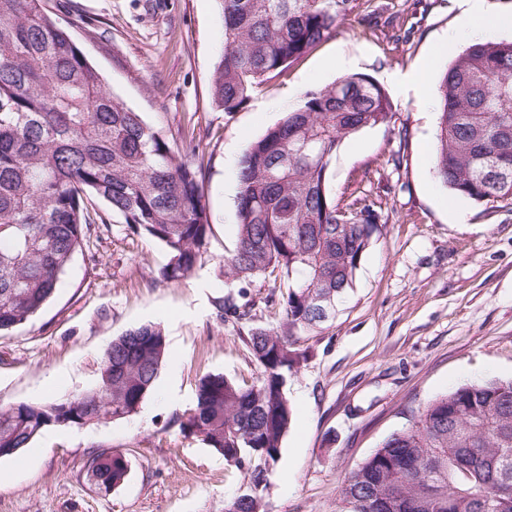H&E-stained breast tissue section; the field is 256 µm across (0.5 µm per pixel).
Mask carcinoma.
<instances>
[{"instance_id":"obj_1","label":"carcinoma","mask_w":512,"mask_h":512,"mask_svg":"<svg viewBox=\"0 0 512 512\" xmlns=\"http://www.w3.org/2000/svg\"><path fill=\"white\" fill-rule=\"evenodd\" d=\"M357 0H219L224 52L213 105L234 112L300 62L352 15ZM435 174L455 195L512 208V40H477L443 74ZM393 118L385 90L354 74L305 93L300 105L246 147L237 174L236 246L225 285L266 275L283 283L285 321L250 330L258 382L208 373L183 433L242 467L273 461L295 415L286 384L304 354L300 335L325 320L316 300L353 287L380 215L365 198L332 197L330 166L349 136ZM136 235L160 242L165 280L188 278L207 252L211 224L201 166L114 96L45 0H0V335L53 297L74 255L107 221L95 200ZM225 322L243 316L229 292L212 300ZM168 344L143 324L112 339L89 390L61 402L0 408V458L52 424L124 419L154 388ZM128 458L89 452L86 475L120 487ZM266 470L228 512H263ZM346 512H512V380L457 387L413 413L341 489Z\"/></svg>"}]
</instances>
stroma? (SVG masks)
Returning <instances> with one entry per match:
<instances>
[{"label": "stroma", "instance_id": "stroma-1", "mask_svg": "<svg viewBox=\"0 0 512 512\" xmlns=\"http://www.w3.org/2000/svg\"><path fill=\"white\" fill-rule=\"evenodd\" d=\"M110 90L178 146L194 143L211 217L208 252L182 281L159 269L161 244L127 234L117 217L91 252L76 254L60 287L29 323L0 336V405H45L96 383L112 338L156 323L171 357L132 416L46 427L18 456L0 459V512H225L249 493L248 467L181 432L199 379L221 373L257 383L248 333L284 317L280 282L243 290L248 314L216 320L224 257L236 244L235 174L227 152L274 126L311 90L344 73L371 76L395 112L386 125L344 140L331 165L336 201L368 196L382 221L333 321L304 334L288 377L295 417L268 463L266 512H340L344 481L410 410L465 383L512 379V210L453 196L434 173L439 83L461 0H373L286 75L237 111L214 107L211 78L224 50L216 0H48ZM402 13L397 38L374 30L370 6ZM341 57L349 70L325 68ZM130 461L104 494L87 481L94 448Z\"/></svg>", "mask_w": 512, "mask_h": 512}]
</instances>
